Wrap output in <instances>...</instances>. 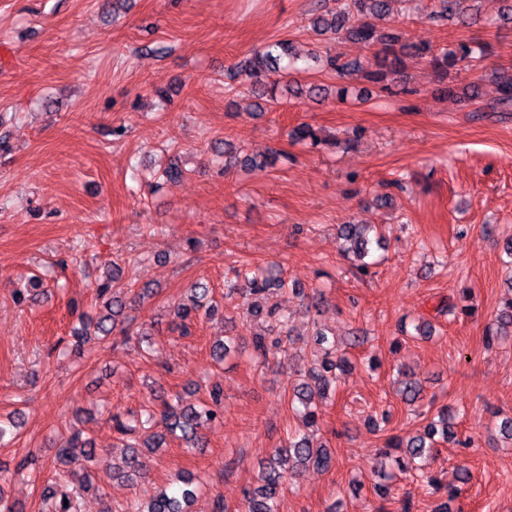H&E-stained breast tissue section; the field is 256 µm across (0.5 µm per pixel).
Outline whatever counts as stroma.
I'll use <instances>...</instances> for the list:
<instances>
[{
  "label": "stroma",
  "mask_w": 512,
  "mask_h": 512,
  "mask_svg": "<svg viewBox=\"0 0 512 512\" xmlns=\"http://www.w3.org/2000/svg\"><path fill=\"white\" fill-rule=\"evenodd\" d=\"M319 0H0V415L18 413L15 438L0 442V488L21 512H42L55 455L76 410L97 449L103 476L82 512H118L146 501L178 473L203 479L193 512H210L213 495L237 505L260 461L297 419L290 401L297 356L315 347L304 295L322 291L319 323L345 347L353 370L321 408L332 469L305 471L287 487L279 512H432L416 475L398 476L391 500L371 492L382 434L374 420L391 407L397 432L421 419L400 400L401 365L420 380L425 399L448 406L469 447L440 444L429 462L445 482L467 466L470 479L453 512H512V444L496 429L512 415V341L484 343L505 291L503 245L512 238V112L490 108L491 74L512 69V25L489 24L501 0H464L477 23L433 18L439 0H396L404 41L443 47L477 41L485 55L440 80L422 59L406 58L407 93L393 94L357 75L318 68L297 82L349 88L347 101L288 98L253 112L228 88L226 72L267 43L289 40L299 52L322 42L312 27ZM480 83L479 100L465 98ZM301 123L330 138L311 148L290 131ZM279 157L264 170L225 168L217 147ZM179 159L175 185L150 190L153 171ZM391 196L383 203L381 194ZM341 224H375L388 244L375 274L361 276L336 238ZM120 265L116 286L154 294L132 314L150 325L152 349L121 336L75 347L80 315H96L95 282ZM279 266L290 287L271 297L293 316L298 339L258 366L248 355L223 363L214 344H249L258 324L224 316L195 319L188 337L171 334L169 313L188 288L207 282L224 299L230 269ZM43 280L37 303L14 296L25 277ZM470 289L473 310L456 318L437 306ZM429 321V338L401 334V322ZM224 390L223 417L204 429V445L170 439L134 481L107 472L124 450L113 418L140 411L153 394L177 393L198 404ZM37 452L43 470L26 478L15 463Z\"/></svg>",
  "instance_id": "stroma-1"
}]
</instances>
